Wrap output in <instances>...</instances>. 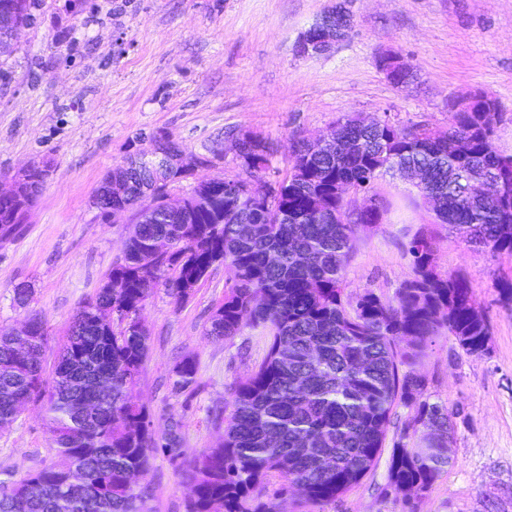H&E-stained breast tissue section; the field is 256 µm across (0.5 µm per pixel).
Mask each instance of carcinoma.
Here are the masks:
<instances>
[{
	"label": "carcinoma",
	"instance_id": "cac0c4a2",
	"mask_svg": "<svg viewBox=\"0 0 512 512\" xmlns=\"http://www.w3.org/2000/svg\"><path fill=\"white\" fill-rule=\"evenodd\" d=\"M36 0H0V35L30 23ZM494 112H455L448 139L402 125L381 129L359 118L338 121L339 152H313L299 144L289 159L288 178L270 194L230 198L224 178L197 183L187 195L190 223L158 215L132 225L122 256L108 277L120 291L101 287L73 317L58 349L52 383L44 374L49 332L36 317L40 354L13 368L15 339L0 328V421L12 424L21 407L42 404L51 421L57 455L86 473L83 488L49 465L3 483L0 512H145L149 487L131 485L127 475L150 473L165 456L188 488L187 512H276L272 497L297 489L318 510L336 503L374 467L398 405L411 414L398 427L387 486L425 493L451 463L448 436L459 409L431 400L426 380L401 367L445 333L468 353L490 341V325L477 309L465 279L437 270L433 233L410 241L413 275L384 300L371 291L347 298L344 272L358 224H336L309 210L318 194L333 210L348 203L336 186L369 191L386 172L382 146L402 171H422L439 207L436 225L466 233L468 242L495 255L512 256V156L497 152ZM243 157L259 165L247 179L261 183L269 157L243 143ZM119 165L104 177L93 200L106 220L112 207H131L152 184V173L132 174L128 195L118 201L103 189L126 176ZM25 216L17 203L0 199V225L19 231ZM171 240V250L154 256L144 243ZM235 267L236 279L210 317L207 335L231 338L245 327L269 330L268 353L231 392L224 439L188 462L182 457V422L171 416L159 437L133 389L148 353V336L135 331L84 328L89 314L116 310L134 319L146 297L138 288L146 267L165 278L178 302L189 298L183 283H200L216 257ZM112 370V386L95 384ZM198 365L186 356L172 370L176 390L196 384ZM92 395L101 405L91 419L76 405ZM423 434L425 445L405 440ZM278 472L281 488L269 495L267 477Z\"/></svg>",
	"mask_w": 512,
	"mask_h": 512
}]
</instances>
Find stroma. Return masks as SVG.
<instances>
[{"label":"stroma","instance_id":"1","mask_svg":"<svg viewBox=\"0 0 512 512\" xmlns=\"http://www.w3.org/2000/svg\"><path fill=\"white\" fill-rule=\"evenodd\" d=\"M340 1L352 17L349 36L325 55L298 56L300 34ZM388 51L413 67L417 79L408 88L394 87L380 70ZM475 91L497 99L493 143L512 155V0H39L0 65V181L32 160L49 162L50 172L20 232L0 242V327L41 317L52 336L44 363L53 367L74 315L120 259L133 222L129 213L101 220L91 198L112 168L152 149L150 134L172 138L189 155L224 153L216 166L171 185L176 199L201 179L238 175L233 142L242 133L266 143L265 178L278 183L297 142L338 119L385 115L443 134L452 105ZM373 193L389 211L357 233L346 294L393 297L412 275V236L432 228L438 270L466 277L492 329L488 353L466 354L447 335L413 365L433 400L464 410L448 444L452 463L418 512H512V311L496 291L498 277H512V258L435 228L430 205L396 172L382 175ZM232 283V272L215 266L181 303L159 283L140 312L149 351L136 399L154 430L169 415L181 418L188 459L221 441L215 410L268 352L260 327L226 340L207 336ZM20 284L32 291L23 308L14 302ZM187 355L197 360V381L179 392L172 370ZM55 454L47 416L28 405L0 428V482L48 466ZM390 454L383 449L373 470L326 512H406L403 493L383 491ZM150 479L151 512H185L187 490L167 458H156Z\"/></svg>","mask_w":512,"mask_h":512}]
</instances>
